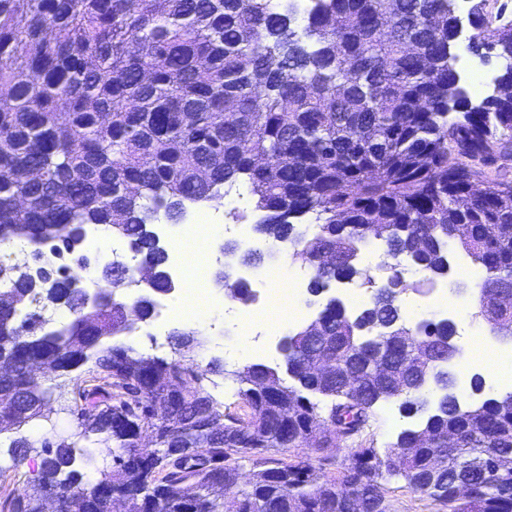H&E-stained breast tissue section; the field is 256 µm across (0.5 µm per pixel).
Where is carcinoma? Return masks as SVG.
Instances as JSON below:
<instances>
[{
	"label": "carcinoma",
	"mask_w": 512,
	"mask_h": 512,
	"mask_svg": "<svg viewBox=\"0 0 512 512\" xmlns=\"http://www.w3.org/2000/svg\"><path fill=\"white\" fill-rule=\"evenodd\" d=\"M303 33L295 13L272 0H0V244L24 238L34 253L53 242L76 247L78 229L103 224L127 238L134 256L154 270L153 291L168 293L166 251L151 225L162 213L174 224L184 204L215 198L245 181L255 230L265 249L236 261L256 265L283 252L309 265L315 294L330 279L361 273L368 233L377 229L390 261L372 288L365 322L327 302L317 319L323 336L297 332L286 358L289 384L277 369L251 364L236 372L249 411L224 414L208 395L206 373L145 356L104 339L150 317L153 304H128L88 287L104 303L80 307L82 288L21 282L18 264L0 265V358H38L59 377L89 362L100 384L77 409L82 435L115 443L112 470L81 483L75 442L44 440L38 477L12 494V512H43L47 493L59 512H108L109 491L125 493V512H331L336 492L367 495L368 512H387L382 471L402 475L410 489L430 468L423 494L449 512H512V392L457 411L448 378V327L411 326L396 288L403 262L417 258L423 288L448 271V245L482 271L486 303L475 316L492 320L512 340V308L495 306L503 282L512 287V182L488 179L497 160L512 157V93L475 103L449 57L454 46L448 0H316ZM487 0L472 6L475 48L506 61L497 83L512 87V27L492 26ZM203 141L208 150L196 143ZM483 179L486 193L468 191ZM310 215L316 231L297 220ZM138 265L101 269L98 281L139 287ZM229 299L250 291L225 264L214 274ZM63 303L72 319L41 334L40 303ZM327 354L335 375L317 386L302 366ZM429 364L443 400L417 430L398 435L397 454L323 479L305 460L274 461L271 450L336 442L361 433L380 395L412 413L424 393L404 387L407 371ZM360 374L348 389L351 369ZM26 391L25 406L0 434L49 419L40 385L19 372L0 376V398ZM328 400L327 417L320 403ZM145 429L159 448L144 452ZM35 442L13 439L18 466ZM254 457L247 488L232 492V455ZM461 483L477 486L461 498Z\"/></svg>",
	"instance_id": "obj_1"
}]
</instances>
